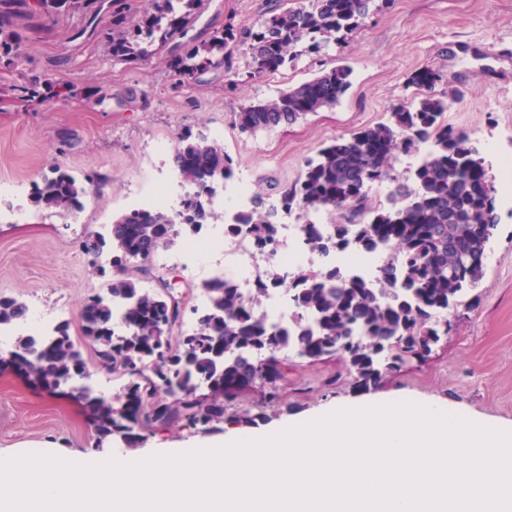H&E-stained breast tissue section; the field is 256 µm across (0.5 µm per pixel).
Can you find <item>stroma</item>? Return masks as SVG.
<instances>
[{
    "label": "stroma",
    "mask_w": 512,
    "mask_h": 512,
    "mask_svg": "<svg viewBox=\"0 0 512 512\" xmlns=\"http://www.w3.org/2000/svg\"><path fill=\"white\" fill-rule=\"evenodd\" d=\"M270 0H207L190 34L208 39L228 24L258 23ZM83 18L59 14L23 29L21 61L0 63V183L26 188L60 167L77 181L99 174L78 218L26 206L0 219V297L38 306L46 322L69 321L82 342L79 313L84 300L101 294L110 278L82 249L88 234L108 232L112 218L128 211L135 179L172 175L171 154L155 155L159 140L224 128V148L235 170L251 179L266 204L301 175L306 160L336 137L385 119L390 106L413 100V77L438 73L433 94L459 91L448 108L450 126L463 130L478 149L489 181L512 160V0H382L362 26L320 55H303L274 74L250 76V58L238 50L240 84L224 90L223 71L176 84L167 49L149 59L115 63L107 38L108 16L95 33L77 36ZM353 70L352 86L336 103L295 123L250 135L235 114L277 95L337 63ZM66 91H58L57 81ZM36 91L21 96L20 86ZM104 104H96V95ZM499 223L487 247L485 274L464 305L449 311L452 328L424 359L408 362L370 389L358 386L339 357L309 361L279 356L281 399L266 405L260 429L295 417L373 397L433 401L477 419L512 425V199L497 198ZM224 257L169 269L176 292L199 304L203 281L223 276ZM260 394L248 389L227 407L224 422L202 431L158 425L130 440L113 439L129 453L220 438L242 430V418ZM95 432L84 405L0 369V450H51L60 455L94 452Z\"/></svg>",
    "instance_id": "35a3bbf8"
}]
</instances>
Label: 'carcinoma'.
<instances>
[{
	"instance_id": "1",
	"label": "carcinoma",
	"mask_w": 512,
	"mask_h": 512,
	"mask_svg": "<svg viewBox=\"0 0 512 512\" xmlns=\"http://www.w3.org/2000/svg\"><path fill=\"white\" fill-rule=\"evenodd\" d=\"M70 9L97 17L104 0H69ZM140 15L127 0H109L112 59L116 63L155 53L178 31L187 33L203 0H148ZM375 0H308V5L268 7L259 27L229 25L199 43L187 42L171 63L178 83L197 73L221 69L225 87L238 83L233 49L248 46L255 73H273L289 60L319 53L358 29ZM59 0H0V54L6 66L16 65L14 51L21 35L17 21L25 16H52ZM353 69L338 64L272 99L244 106L235 115L241 132L255 134L296 122L302 116L332 106L352 84ZM459 90L440 96L424 93L409 104L390 107L387 121L342 135L306 162L301 177L282 192L287 208L331 213L339 221L324 229L305 224L301 231L308 249L318 255L332 250L375 251L386 248L392 261L378 276L366 279L329 267L307 280L302 274L292 288L294 316L282 326L262 309L269 289L261 286L245 298L225 280L200 285L207 298L189 332L181 330L185 307L172 304L169 283L155 274L152 257L160 246L192 239L217 213L205 202L210 181L234 173L224 143L190 133L180 136L173 164L183 182L195 187L184 207L186 224L167 223L165 210H131L112 220V236L101 245L83 241L92 258L112 257L109 298L94 295L84 306L93 314L80 318L82 335L91 343L96 361L125 379L123 392L112 400L98 393L87 378L86 362L71 338L69 323L57 324L46 335L19 334L10 353L23 359L35 380L69 394L93 409L99 441L127 439L154 424L209 430L224 422V403L236 397L225 385L263 383V396L275 397L274 362L282 352L302 359L338 355L349 363L363 388L377 385L383 374L429 354L448 335L451 324L438 316L463 303L469 289L484 276L488 242L497 226L493 185L476 158L468 137L445 121L448 101ZM428 151L410 179L394 174L399 154ZM393 184L389 206L369 203V187ZM86 185L56 168L34 184L31 203L38 209L71 213L83 207ZM277 210L265 208L259 196L236 220L260 251L275 239ZM146 251L147 265L131 263L130 254ZM153 277L159 290L140 286ZM26 306L0 297V325H16Z\"/></svg>"
}]
</instances>
